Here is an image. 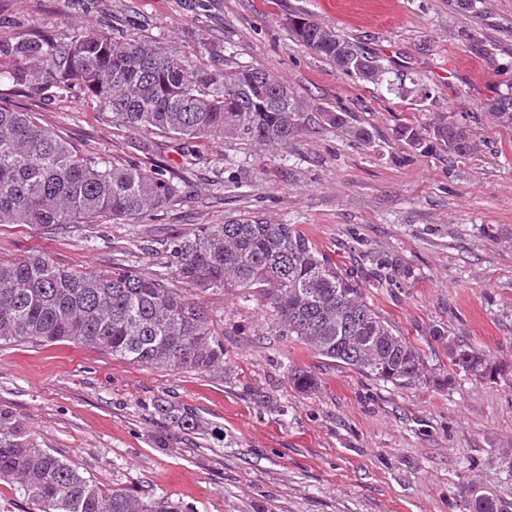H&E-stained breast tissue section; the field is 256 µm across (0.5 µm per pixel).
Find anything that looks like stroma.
I'll list each match as a JSON object with an SVG mask.
<instances>
[{"label":"stroma","mask_w":512,"mask_h":512,"mask_svg":"<svg viewBox=\"0 0 512 512\" xmlns=\"http://www.w3.org/2000/svg\"><path fill=\"white\" fill-rule=\"evenodd\" d=\"M0 0V36L64 39L86 24L144 35L188 56L202 43L277 75L309 116L288 146L218 141L182 168L180 142L113 128L80 90L43 102L6 82L0 106L34 113L103 161L166 163L182 193L163 208L94 224H0V259L44 255L112 274L169 272L165 244L205 224L259 215L292 224L361 279L370 303L449 367L448 346L484 352L495 379L395 385L362 377L282 335L235 293H203L224 345L218 373H173L69 342L0 347V407L102 490L160 497L179 512H466L473 490L512 503V130L488 104L512 91V0ZM307 16L361 42L402 93L360 82L305 50ZM349 112L359 141L325 124ZM449 112L468 126L464 159L399 144L402 123ZM449 341L434 340L432 329ZM298 367L318 381L303 395ZM191 411L184 430L175 412ZM319 114L327 124L343 129L348 135L355 139L363 142H369L371 140V133L368 129L350 125L348 112L323 110L319 112Z\"/></svg>","instance_id":"obj_1"}]
</instances>
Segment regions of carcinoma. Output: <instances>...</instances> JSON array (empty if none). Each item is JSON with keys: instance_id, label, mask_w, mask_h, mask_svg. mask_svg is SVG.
I'll return each mask as SVG.
<instances>
[{"instance_id": "1", "label": "carcinoma", "mask_w": 512, "mask_h": 512, "mask_svg": "<svg viewBox=\"0 0 512 512\" xmlns=\"http://www.w3.org/2000/svg\"><path fill=\"white\" fill-rule=\"evenodd\" d=\"M298 20L288 19V29L305 50L348 77L383 83L378 56L308 18L301 38ZM2 58L0 81L48 97L77 87L87 105L108 112L112 126L131 134L158 130L185 144L218 139L274 150L288 145L304 120L303 104L275 74L210 44L192 58L167 43L85 27L66 40L0 37ZM489 111L499 126L512 128L511 95L494 98ZM320 116L360 141L371 140L368 129L350 125L346 112ZM396 138L457 158L475 149L467 126L446 112L423 125H399ZM166 173L163 166L110 165L81 154L29 113L0 107V224H94L138 216L179 195ZM170 253L179 290L157 274L79 272L42 255L0 260V346L67 340L145 366L212 373L224 369V345L193 291L231 288L269 310L285 335L363 376L399 385L453 383L450 373L430 372L422 350L368 302L359 281L293 224H271L258 215L205 224L175 239ZM449 359L453 370L475 377L497 373L468 345L449 347ZM288 380L300 393L318 385L298 369ZM0 480L27 496L33 512H177L124 489L103 493L73 464L41 447L6 409H0ZM467 512H512V503L475 490Z\"/></svg>"}]
</instances>
